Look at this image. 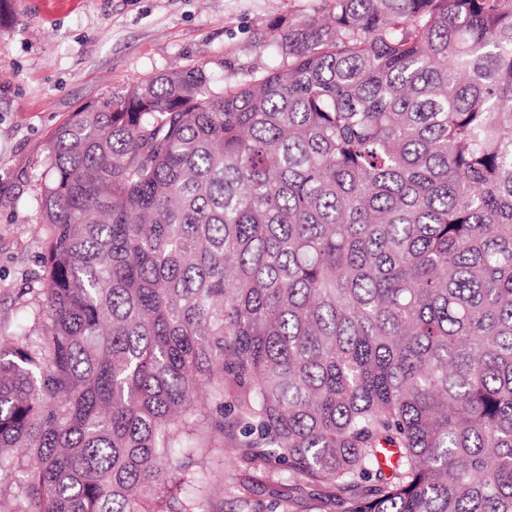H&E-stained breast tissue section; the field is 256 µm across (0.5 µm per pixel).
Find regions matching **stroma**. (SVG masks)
<instances>
[{"label": "stroma", "mask_w": 512, "mask_h": 512, "mask_svg": "<svg viewBox=\"0 0 512 512\" xmlns=\"http://www.w3.org/2000/svg\"><path fill=\"white\" fill-rule=\"evenodd\" d=\"M319 0H15L0 27V336L21 315L22 290L43 256L37 191L46 141L82 107L161 73L211 63L219 91L278 67L260 47L274 20L312 13ZM215 477L243 484L224 512H268L272 472L221 454Z\"/></svg>", "instance_id": "obj_1"}]
</instances>
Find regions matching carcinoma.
Wrapping results in <instances>:
<instances>
[{"label":"carcinoma","instance_id":"obj_1","mask_svg":"<svg viewBox=\"0 0 512 512\" xmlns=\"http://www.w3.org/2000/svg\"><path fill=\"white\" fill-rule=\"evenodd\" d=\"M320 2L48 138L12 512H222L227 406L281 512H512V0Z\"/></svg>","mask_w":512,"mask_h":512}]
</instances>
